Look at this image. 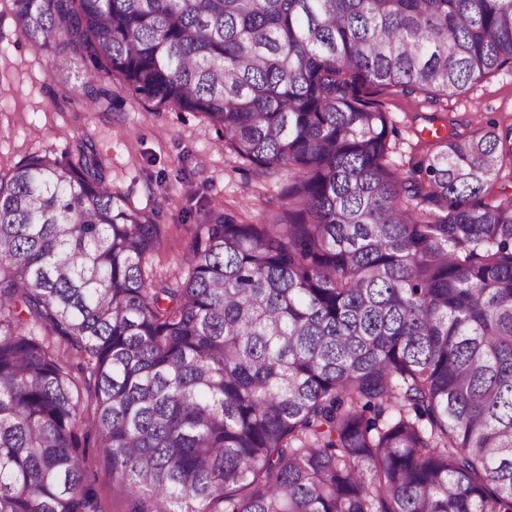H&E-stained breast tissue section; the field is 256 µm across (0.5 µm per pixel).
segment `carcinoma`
Returning a JSON list of instances; mask_svg holds the SVG:
<instances>
[{"mask_svg": "<svg viewBox=\"0 0 512 512\" xmlns=\"http://www.w3.org/2000/svg\"><path fill=\"white\" fill-rule=\"evenodd\" d=\"M10 2L85 107L119 76L293 175L173 287L90 143L0 172V512H97L88 428L125 512H512V127L403 178L364 94L512 70V0ZM512 195V164H505L498 178L492 181L486 193V201L510 198Z\"/></svg>", "mask_w": 512, "mask_h": 512, "instance_id": "cac0c4a2", "label": "carcinoma"}]
</instances>
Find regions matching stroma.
<instances>
[{
    "mask_svg": "<svg viewBox=\"0 0 512 512\" xmlns=\"http://www.w3.org/2000/svg\"><path fill=\"white\" fill-rule=\"evenodd\" d=\"M54 62L17 31L7 0H0V170L39 150L61 152L79 140L91 141L105 164L107 186L127 205L154 212L165 227L153 257L156 277L184 280L185 256L210 217L257 224L284 206L287 169L261 174L227 148L199 114L150 112L122 89L112 111H81L76 100L82 95V65H73L61 87L47 80ZM66 96L73 105H63ZM373 100L394 126L388 163L408 177L428 149L423 131L452 128L470 135L492 122L502 129L512 125V71H498L450 98L416 92L377 94ZM84 454L101 512H122L94 441H87Z\"/></svg>",
    "mask_w": 512,
    "mask_h": 512,
    "instance_id": "1",
    "label": "stroma"
}]
</instances>
